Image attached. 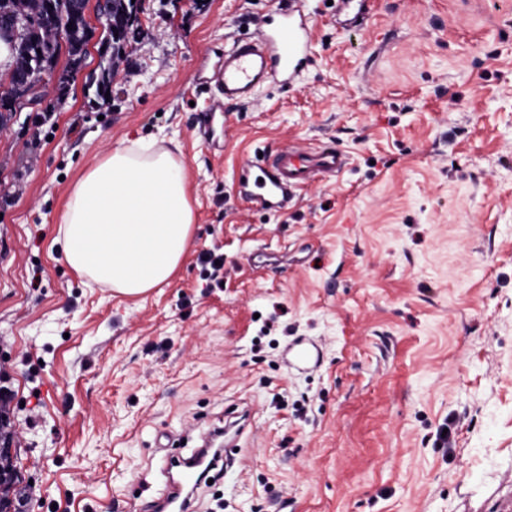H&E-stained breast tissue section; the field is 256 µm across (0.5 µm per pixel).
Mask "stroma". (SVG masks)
Wrapping results in <instances>:
<instances>
[{
    "mask_svg": "<svg viewBox=\"0 0 512 512\" xmlns=\"http://www.w3.org/2000/svg\"><path fill=\"white\" fill-rule=\"evenodd\" d=\"M284 0H145L108 101L46 83L0 129V371L24 512H127L167 452L249 413L197 512H512V0H327L311 63L211 123L209 54ZM144 139L184 165L189 251L131 299L65 262L86 169ZM331 144L348 165L271 213L245 159ZM224 255L215 282L199 254ZM320 363L292 360L295 342ZM453 423V449L436 442Z\"/></svg>",
    "mask_w": 512,
    "mask_h": 512,
    "instance_id": "35a3bbf8",
    "label": "stroma"
}]
</instances>
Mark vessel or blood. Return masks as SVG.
I'll return each mask as SVG.
<instances>
[{
    "instance_id": "1",
    "label": "vessel or blood",
    "mask_w": 512,
    "mask_h": 512,
    "mask_svg": "<svg viewBox=\"0 0 512 512\" xmlns=\"http://www.w3.org/2000/svg\"><path fill=\"white\" fill-rule=\"evenodd\" d=\"M311 36L304 11L296 0H289L287 8L264 20L256 36L233 40L211 74L222 103H249L258 88L274 79L292 83L310 62ZM346 163L340 149L289 144L246 161L245 195L260 208L278 213L287 207L295 190L317 178L339 174ZM210 455V447L203 444L189 456L169 457L167 490L151 512H190L186 494L203 484Z\"/></svg>"
}]
</instances>
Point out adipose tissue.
Segmentation results:
<instances>
[{"instance_id":"1","label":"adipose tissue","mask_w":512,"mask_h":512,"mask_svg":"<svg viewBox=\"0 0 512 512\" xmlns=\"http://www.w3.org/2000/svg\"><path fill=\"white\" fill-rule=\"evenodd\" d=\"M193 224L182 162L138 141L78 182L62 216L63 254L76 272L141 296L179 267Z\"/></svg>"}]
</instances>
